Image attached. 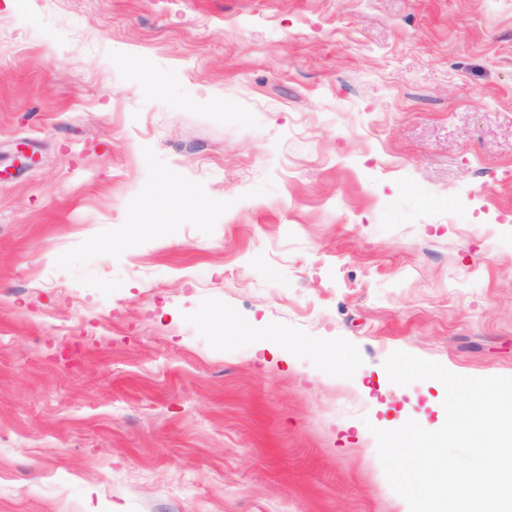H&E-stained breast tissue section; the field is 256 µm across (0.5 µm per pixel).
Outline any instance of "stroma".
Segmentation results:
<instances>
[{"mask_svg":"<svg viewBox=\"0 0 512 512\" xmlns=\"http://www.w3.org/2000/svg\"><path fill=\"white\" fill-rule=\"evenodd\" d=\"M396 350L512 377V0H0V512H409Z\"/></svg>","mask_w":512,"mask_h":512,"instance_id":"obj_1","label":"stroma"}]
</instances>
